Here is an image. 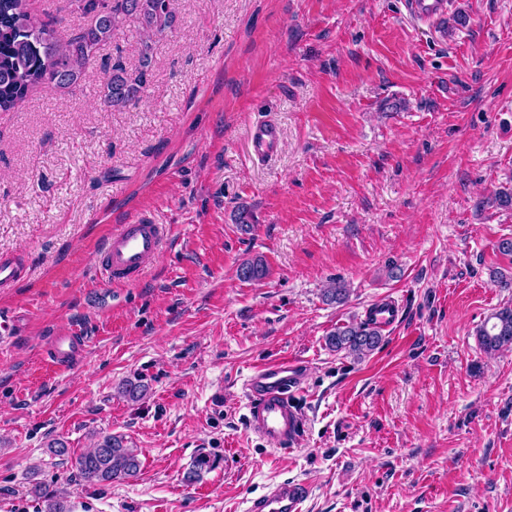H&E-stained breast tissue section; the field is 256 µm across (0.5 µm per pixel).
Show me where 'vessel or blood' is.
Instances as JSON below:
<instances>
[{
	"label": "vessel or blood",
	"instance_id": "b4317fda",
	"mask_svg": "<svg viewBox=\"0 0 512 512\" xmlns=\"http://www.w3.org/2000/svg\"><path fill=\"white\" fill-rule=\"evenodd\" d=\"M409 16L415 20L445 25L447 0H405ZM280 128L271 121L256 122L250 132L253 155L260 160L272 158L280 146ZM166 238L165 225L140 215L126 223L114 225L96 261L99 279L108 285L136 282L161 253ZM366 315L379 328L391 329L400 319L398 304L383 299L370 305ZM84 337L69 333L52 337L44 350L46 366L62 369L81 355ZM302 360L279 358L254 368L246 381L248 398V431L265 440L269 446L281 448L298 442L302 418L295 398L301 391ZM309 496L307 485L285 480L250 501L246 512H302Z\"/></svg>",
	"mask_w": 512,
	"mask_h": 512
}]
</instances>
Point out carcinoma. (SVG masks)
<instances>
[{
    "instance_id": "cac0c4a2",
    "label": "carcinoma",
    "mask_w": 512,
    "mask_h": 512,
    "mask_svg": "<svg viewBox=\"0 0 512 512\" xmlns=\"http://www.w3.org/2000/svg\"><path fill=\"white\" fill-rule=\"evenodd\" d=\"M83 9L95 15V23L79 34L64 38L55 27L36 20L28 0H0V111L20 106L38 88L64 89L81 79L84 65L100 45L112 39L114 31L132 18L142 34L139 66L133 75L119 62L112 64L103 89L107 106L125 108L136 104L146 88L152 63V41L175 22L172 0H82ZM267 275L260 258L243 262L239 278L259 281ZM492 323L478 330L481 346L488 352L512 348V306L491 315ZM381 341L379 330L364 321L336 328L327 337L328 346L358 359L368 356ZM78 476L89 484L123 482L137 475V450L127 446L121 435L105 434L94 447L74 458ZM211 469L210 459L197 457L183 480L194 484Z\"/></svg>"
}]
</instances>
